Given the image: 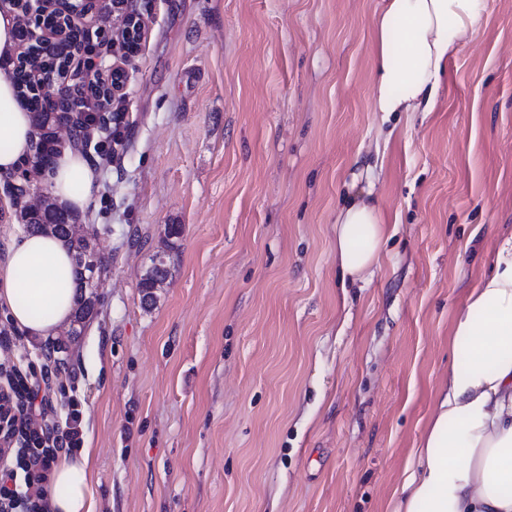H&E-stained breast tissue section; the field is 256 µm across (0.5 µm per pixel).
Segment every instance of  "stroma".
<instances>
[{
    "label": "stroma",
    "instance_id": "stroma-1",
    "mask_svg": "<svg viewBox=\"0 0 512 512\" xmlns=\"http://www.w3.org/2000/svg\"><path fill=\"white\" fill-rule=\"evenodd\" d=\"M120 127L88 142L79 221L107 260L80 336L0 308V366L81 413L98 512H388L448 375V337L512 228V0L435 111L373 109L382 0H133ZM375 169L379 264L342 281L336 214ZM0 174V262L24 232ZM182 233L166 248V225ZM169 277L140 281L157 252Z\"/></svg>",
    "mask_w": 512,
    "mask_h": 512
}]
</instances>
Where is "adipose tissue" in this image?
Returning a JSON list of instances; mask_svg holds the SVG:
<instances>
[{
  "instance_id": "1",
  "label": "adipose tissue",
  "mask_w": 512,
  "mask_h": 512,
  "mask_svg": "<svg viewBox=\"0 0 512 512\" xmlns=\"http://www.w3.org/2000/svg\"><path fill=\"white\" fill-rule=\"evenodd\" d=\"M491 0H385L372 18L373 109L431 112L462 39L485 29ZM33 115L0 70V173L32 154ZM84 158L65 151L50 191L86 211L97 193ZM386 226L374 193H352L336 215L342 276L364 279L378 263ZM72 254L57 237L14 238L0 265V307L32 336L48 338L75 310ZM448 377L393 492L392 512H512V233L498 239L489 275L453 322ZM51 512H96L91 452L62 458L52 472Z\"/></svg>"
}]
</instances>
